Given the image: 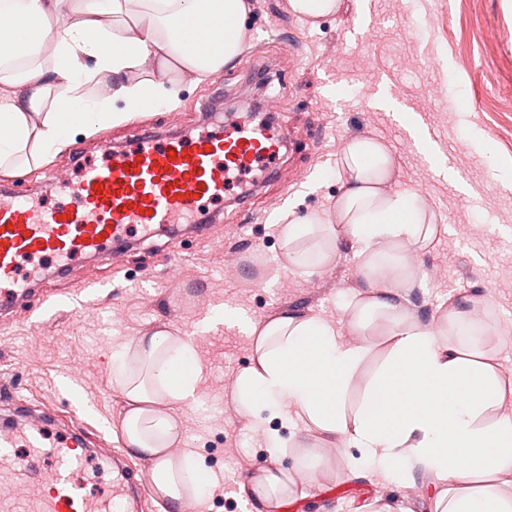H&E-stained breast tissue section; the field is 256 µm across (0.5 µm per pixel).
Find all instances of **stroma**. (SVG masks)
<instances>
[{
    "label": "stroma",
    "mask_w": 512,
    "mask_h": 512,
    "mask_svg": "<svg viewBox=\"0 0 512 512\" xmlns=\"http://www.w3.org/2000/svg\"><path fill=\"white\" fill-rule=\"evenodd\" d=\"M373 27L360 39L350 28L357 0H342L338 13L311 27L288 10V0H254L252 38L238 63L224 70L221 88L204 83L186 93L176 110L108 127L113 144L136 141L142 129L160 135L188 127L216 130L214 113H229L251 90L278 97L262 118L275 128L292 127L278 160L260 176L233 175V188L203 214L208 231L140 239L124 252L122 266L87 260L63 275L40 272L28 301L0 316V429L50 414L67 429L73 408L84 409L88 446L96 455L78 479L88 495L105 484L141 481L144 460L124 452L120 420L126 402L112 386V354L131 337L167 329L193 337L203 382L196 403L180 407L189 448L223 487L193 512H247L238 484L258 470L292 467L266 450L265 428L231 405L225 390L251 360L249 339L238 328L208 323L213 306L237 308L254 318L294 306L336 314L335 294L354 279L356 260L343 252L322 276L292 277L280 287L278 209L268 198L285 197L302 209L320 210L335 199L336 159L344 138L373 133L391 147L395 186L427 196L448 227L424 267L443 276L426 281L413 308L428 315L478 293L494 302L499 332L512 330V189L492 176L491 164L512 166V0H369ZM382 75L407 108L420 115L434 140L447 146L449 166L474 188L454 192L408 144L390 113L370 108L375 75ZM99 138H76L71 148L48 158L27 175L7 177L15 193L37 197L49 171L74 176L78 160L101 159ZM188 257L190 276L172 286L164 262L173 250ZM77 297L79 307L43 305L45 295ZM417 493L387 489L378 481L337 480L320 469L303 487V498L283 512H360L375 498L409 499L414 512H428L430 481Z\"/></svg>",
    "instance_id": "1"
}]
</instances>
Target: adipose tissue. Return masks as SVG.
<instances>
[{
  "label": "adipose tissue",
  "mask_w": 512,
  "mask_h": 512,
  "mask_svg": "<svg viewBox=\"0 0 512 512\" xmlns=\"http://www.w3.org/2000/svg\"><path fill=\"white\" fill-rule=\"evenodd\" d=\"M252 9L251 0H0V169L24 175L76 137L178 108L188 87L241 56ZM74 12L79 21L67 23ZM201 30L209 39L197 40ZM395 173L384 139L350 136L336 198L319 211L289 205L281 217L289 274L323 275L346 249L357 259L358 282L339 292L337 315L290 307L262 321L224 317L252 343L231 403L308 435L270 434V454L295 455L299 472L266 469L242 482L253 512H279L297 477L326 464L390 486L430 478L429 512H512V376L500 370L502 344L489 340L493 307L469 295L427 320L409 309L424 285L419 257L441 228L424 196L391 189ZM112 373L127 401L126 454L149 460L154 494L186 512L210 482L177 413L197 399L194 344L166 329L133 337L114 351Z\"/></svg>",
  "instance_id": "ef3b65f1"
}]
</instances>
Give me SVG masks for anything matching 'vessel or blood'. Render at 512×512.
<instances>
[{
	"label": "vessel or blood",
	"instance_id": "1",
	"mask_svg": "<svg viewBox=\"0 0 512 512\" xmlns=\"http://www.w3.org/2000/svg\"><path fill=\"white\" fill-rule=\"evenodd\" d=\"M282 137L266 128L228 126L198 137L147 134L129 147L102 146V163L82 166L77 179L55 177L29 199L0 190V310H13L40 266L63 268L93 258L112 262L114 246L136 234L194 221L203 207L223 199L232 173L277 157ZM46 419L0 433V479L16 481L0 492V512H99L79 493L70 474L84 461L75 453L83 430L79 415L54 451V471L38 470ZM27 448L19 458L16 448Z\"/></svg>",
	"mask_w": 512,
	"mask_h": 512
}]
</instances>
